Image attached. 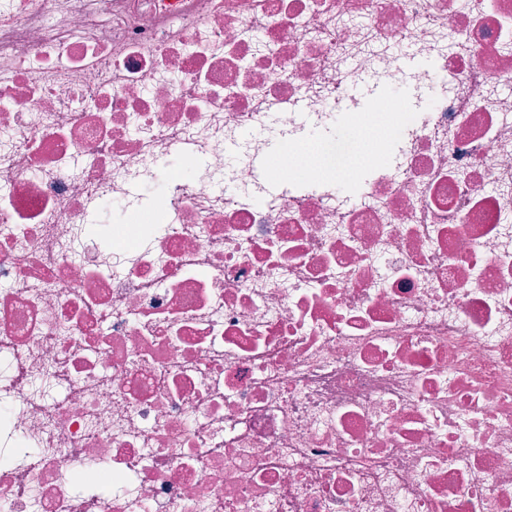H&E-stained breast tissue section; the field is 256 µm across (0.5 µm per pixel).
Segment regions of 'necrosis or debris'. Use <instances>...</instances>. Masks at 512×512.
I'll use <instances>...</instances> for the list:
<instances>
[{"label":"necrosis or debris","mask_w":512,"mask_h":512,"mask_svg":"<svg viewBox=\"0 0 512 512\" xmlns=\"http://www.w3.org/2000/svg\"><path fill=\"white\" fill-rule=\"evenodd\" d=\"M511 81L512 0H0V512H512Z\"/></svg>","instance_id":"4bbe7bcc"}]
</instances>
